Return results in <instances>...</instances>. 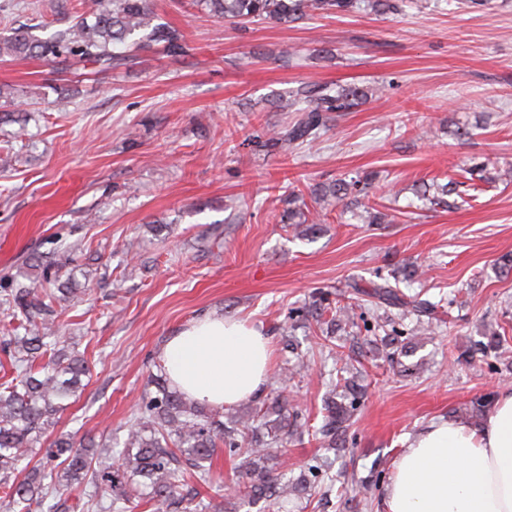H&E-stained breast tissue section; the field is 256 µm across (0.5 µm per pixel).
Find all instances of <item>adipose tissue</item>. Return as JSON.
Here are the masks:
<instances>
[{
	"instance_id": "1",
	"label": "adipose tissue",
	"mask_w": 512,
	"mask_h": 512,
	"mask_svg": "<svg viewBox=\"0 0 512 512\" xmlns=\"http://www.w3.org/2000/svg\"><path fill=\"white\" fill-rule=\"evenodd\" d=\"M268 337L245 321L204 316L165 345L175 386L214 408L258 398L270 378ZM385 512H512V390L478 423L436 421L404 448Z\"/></svg>"
}]
</instances>
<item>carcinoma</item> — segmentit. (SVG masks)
Returning <instances> with one entry per match:
<instances>
[{"instance_id":"obj_1","label":"carcinoma","mask_w":512,"mask_h":512,"mask_svg":"<svg viewBox=\"0 0 512 512\" xmlns=\"http://www.w3.org/2000/svg\"><path fill=\"white\" fill-rule=\"evenodd\" d=\"M212 16L233 23L269 20L279 24L294 23L314 13L346 12L354 0H203ZM79 14L67 26L47 38L33 34L38 25L14 29L0 37V58L23 60L41 57L48 61L75 60L103 70H116L129 65L132 56L123 50L133 46L149 51L162 46L169 52L189 50L184 34L177 28L158 21L151 0H81ZM367 96L359 87H348L332 96L321 89L300 88L296 98L285 100L288 108L296 99L313 103L300 122L286 129L276 143L286 148L296 142L315 137L324 112H342ZM372 178L350 182L341 180L322 187L317 200L332 197L338 201L348 195H367ZM72 289L49 288L42 293L30 284L10 289L9 302L13 318L24 335L12 336L5 343L14 365L21 369L16 383L0 387V487L12 512H66L70 509L62 499L87 482L99 488L107 486L115 492L109 502H97L100 512H127L133 500L152 501L158 512H182L186 496L195 486L209 480L211 462L218 445L231 457L247 456L234 489L224 495V512H236V501L244 498L288 500L303 491L316 490L319 482L303 476L282 482L267 467L271 449L304 425V415L289 404L288 397L278 394L270 405L235 417L231 427L224 425L220 414L207 413L206 405L187 397L172 387L166 374L154 379L155 396L140 407L128 431L121 453V463L110 462L112 449L90 440L76 448L70 439L58 437L23 478H18L19 462L43 445L46 430L54 416L65 407V401L82 389V377L88 367L84 358L69 352L55 336L52 316L55 305L69 301ZM369 296L381 309H397L401 315H414L417 324L411 330L416 340L431 333L437 304L415 297L405 299L388 280L375 282ZM326 333H334L354 322L352 304L332 307L321 302L315 316L324 314ZM52 352L47 363L34 367L37 359ZM350 377L336 384L324 400L326 415L318 434L331 449L345 442L350 421L363 397L358 383L362 371L352 363V355L336 352ZM276 418H271V415Z\"/></svg>"}]
</instances>
